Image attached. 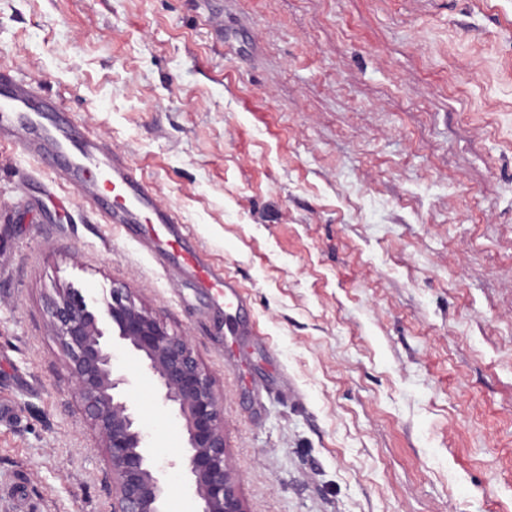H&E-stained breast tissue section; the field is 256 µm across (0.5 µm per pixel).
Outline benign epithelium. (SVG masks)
Returning a JSON list of instances; mask_svg holds the SVG:
<instances>
[{"label":"benign epithelium","mask_w":512,"mask_h":512,"mask_svg":"<svg viewBox=\"0 0 512 512\" xmlns=\"http://www.w3.org/2000/svg\"><path fill=\"white\" fill-rule=\"evenodd\" d=\"M50 315L72 389L107 451L109 512H163V480L125 397L128 379L114 365L115 337L141 355L161 399L176 406L185 422L187 447L170 466L186 470L190 489L203 503L201 512H245L224 446V398L189 339L169 333L158 317L115 288L101 305L69 290L51 302Z\"/></svg>","instance_id":"7a95c632"}]
</instances>
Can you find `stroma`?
I'll list each match as a JSON object with an SVG mask.
<instances>
[{
	"mask_svg": "<svg viewBox=\"0 0 512 512\" xmlns=\"http://www.w3.org/2000/svg\"><path fill=\"white\" fill-rule=\"evenodd\" d=\"M125 153L243 312L0 145V512H107L49 304L123 289L224 397L246 512H512V0H0V64ZM200 512L185 423L115 343Z\"/></svg>",
	"mask_w": 512,
	"mask_h": 512,
	"instance_id": "obj_1",
	"label": "stroma"
}]
</instances>
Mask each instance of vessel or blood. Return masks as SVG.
<instances>
[{
  "label": "vessel or blood",
  "instance_id": "b4317fda",
  "mask_svg": "<svg viewBox=\"0 0 512 512\" xmlns=\"http://www.w3.org/2000/svg\"><path fill=\"white\" fill-rule=\"evenodd\" d=\"M63 99L0 65V145L54 164L56 183L76 190L85 207L122 227L163 264L180 267L196 287L215 292L225 306L242 307L246 295L222 266L193 245L183 224L155 198L127 160L95 133L78 134Z\"/></svg>",
  "mask_w": 512,
  "mask_h": 512
}]
</instances>
